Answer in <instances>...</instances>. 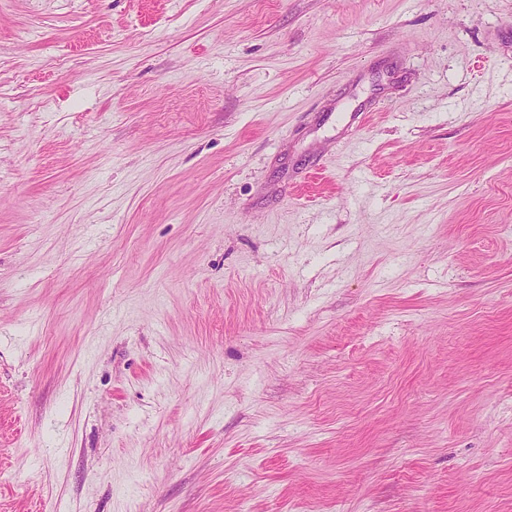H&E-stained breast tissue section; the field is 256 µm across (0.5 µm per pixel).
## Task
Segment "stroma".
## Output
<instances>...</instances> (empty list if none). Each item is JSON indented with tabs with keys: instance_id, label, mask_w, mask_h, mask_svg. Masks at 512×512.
<instances>
[{
	"instance_id": "1",
	"label": "stroma",
	"mask_w": 512,
	"mask_h": 512,
	"mask_svg": "<svg viewBox=\"0 0 512 512\" xmlns=\"http://www.w3.org/2000/svg\"><path fill=\"white\" fill-rule=\"evenodd\" d=\"M0 512H512V0H0Z\"/></svg>"
}]
</instances>
